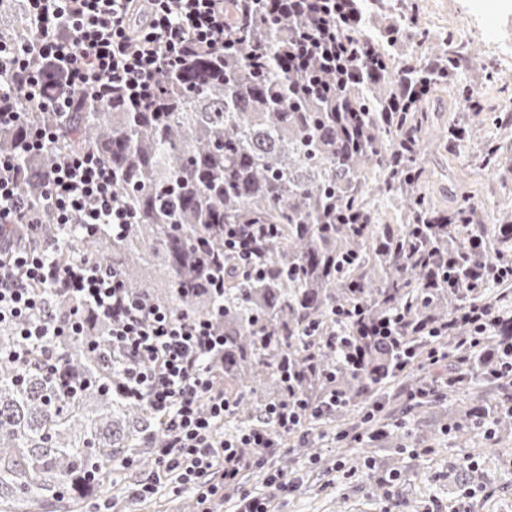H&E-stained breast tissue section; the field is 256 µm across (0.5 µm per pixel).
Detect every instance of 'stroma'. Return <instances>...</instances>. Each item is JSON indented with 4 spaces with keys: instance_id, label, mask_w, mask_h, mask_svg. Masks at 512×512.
<instances>
[{
    "instance_id": "stroma-1",
    "label": "stroma",
    "mask_w": 512,
    "mask_h": 512,
    "mask_svg": "<svg viewBox=\"0 0 512 512\" xmlns=\"http://www.w3.org/2000/svg\"><path fill=\"white\" fill-rule=\"evenodd\" d=\"M409 11L417 28L407 31L416 41L422 29L459 50L460 69L481 97L482 112L471 115L467 140L448 151L430 152L434 173L430 189L447 199L460 186H469L494 223L503 207L512 206V126L500 130L499 119L512 117V57L487 45L481 35L488 18L500 23L512 38V0H488L478 9L475 0H411ZM499 147V166H482L484 139ZM448 415L430 409L413 421L402 443L375 444L345 440L328 443L317 436L305 442L288 439L268 466L303 478L301 487L278 505L279 512H512V441L476 429L469 442L447 433ZM417 444L418 454L407 450ZM153 467L149 454L138 466L112 475V495L121 512H198L193 490L166 485L152 498L132 501L127 492ZM394 485H385L388 475Z\"/></svg>"
}]
</instances>
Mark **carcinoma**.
<instances>
[{
    "label": "carcinoma",
    "mask_w": 512,
    "mask_h": 512,
    "mask_svg": "<svg viewBox=\"0 0 512 512\" xmlns=\"http://www.w3.org/2000/svg\"><path fill=\"white\" fill-rule=\"evenodd\" d=\"M370 22L358 37L377 45L381 71L355 93L368 127L347 148L336 130V112L296 90L297 78L276 56L288 19H271L256 4L250 29L235 36L220 56L203 55L165 73L157 106L112 97L79 101L63 148L90 146L112 168L116 190L136 216L128 237L84 238L92 253L125 276L133 293L148 291L177 312L205 314L214 305L209 282L222 274L210 262L223 252L221 226L273 224L278 236L266 249L275 274L240 282L224 275V390L246 387L272 400L279 394L276 367L300 363L298 341L306 323L348 324L333 309L360 304L371 317L409 309L417 322H440L474 297L467 289L470 266L493 264L512 253V222L483 223L477 204L464 194L444 209L428 195L422 131L430 117L412 106L380 120L396 79L404 75L431 90L453 88L469 103L473 90L459 88V57L422 33L420 46L443 59V69L416 66V46L394 33L407 25L391 0H359ZM19 0L0 3V29L31 39ZM265 62L253 67V51ZM27 127L0 131V152L25 173L23 191L42 201L44 155L20 149ZM450 249L454 292L440 288L419 295L430 255ZM479 294L502 311L485 348L471 353L456 345L460 325L448 335V350L468 361L466 380L448 395L468 393L475 383L500 392L467 406L448 402V431L467 437L470 427L491 419L512 432L507 412L512 391L501 388L494 369L504 344L512 342V297L507 289ZM94 336H61L58 354L85 380L71 396L43 369L0 359V503L21 502L35 512L79 509L88 499L90 476L104 483L131 452L142 453L141 435L162 429L141 403L112 391ZM352 399L370 389L368 380L343 372L338 378Z\"/></svg>",
    "instance_id": "cac0c4a2"
}]
</instances>
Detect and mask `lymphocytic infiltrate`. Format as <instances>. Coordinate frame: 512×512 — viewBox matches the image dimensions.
Listing matches in <instances>:
<instances>
[{
    "mask_svg": "<svg viewBox=\"0 0 512 512\" xmlns=\"http://www.w3.org/2000/svg\"><path fill=\"white\" fill-rule=\"evenodd\" d=\"M37 28L34 39L0 36V127L30 122L22 149L31 154L55 152L45 174L44 202H28L25 176L15 161L0 155V329L18 336L7 357L20 366L40 355L44 370L67 391L83 382L60 367L54 343L61 336H82L102 323L104 354L119 362L112 385L123 397L142 402L163 424L162 440L145 434L155 468L129 493L144 500L168 478L196 491L198 504L233 489L234 512H271L274 500L295 492L300 477L266 473L270 456L282 440H306L316 424L335 419L348 401L336 385V372L318 370L312 360L282 365L280 394L263 404L251 422L225 434L224 419L238 398L226 396L215 383L213 361L224 358V307L204 315L177 314L149 293L131 294L111 265L69 252L59 230L82 234L106 230L113 238L128 236L135 222L112 181L111 168L92 148L57 153L59 130L33 121L36 112L64 116L74 95L100 101L118 95L150 106L159 95V78L168 70L203 54L220 55L232 27H248L254 0H25ZM268 14L291 25L280 56L305 91L335 102L336 123L350 140L362 137L355 117L353 90L380 66L374 43L358 38L362 16L357 0H265ZM276 234L269 224H228L223 229L224 257L245 280L264 276L265 243ZM74 300L69 315H60L59 298ZM348 335H323L327 346L341 350L346 371L372 373L374 379L424 367L441 374L401 390L407 408L443 397L463 373L448 365L442 336L457 325L470 332L465 348L481 351L497 320L493 307L470 300L444 321L412 322L400 312L376 320L342 309ZM395 349L391 371L371 370L370 356ZM320 375L323 391L309 396L304 385ZM247 470L265 471L264 492L242 480Z\"/></svg>",
    "mask_w": 512,
    "mask_h": 512,
    "instance_id": "f902f5d3",
    "label": "lymphocytic infiltrate"
}]
</instances>
